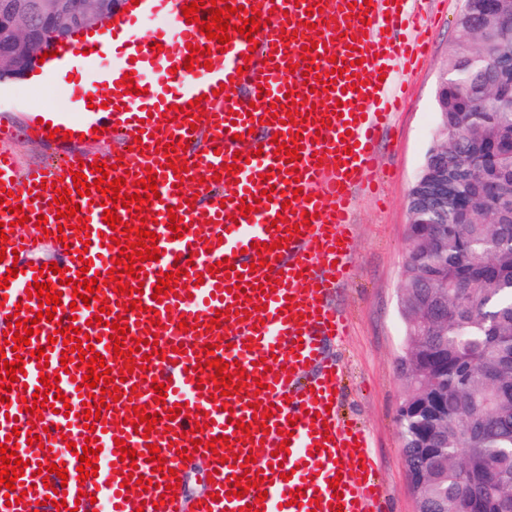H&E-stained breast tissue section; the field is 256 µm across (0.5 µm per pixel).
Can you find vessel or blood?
<instances>
[{
    "label": "vessel or blood",
    "instance_id": "1",
    "mask_svg": "<svg viewBox=\"0 0 512 512\" xmlns=\"http://www.w3.org/2000/svg\"><path fill=\"white\" fill-rule=\"evenodd\" d=\"M191 0H139L120 19L107 25L119 43L104 51L100 41L87 42L85 52L59 47L52 63L57 73L79 66L81 79L73 100L85 103L81 112L61 113L59 128L73 134H91L99 124L88 108L97 94V75L104 55L112 57V124L124 139L115 153L103 156L110 178L125 177L127 194L138 191L136 183L155 172L159 199L150 204L148 231L156 232L159 260L142 264L146 274L143 305L125 311L128 297L114 292L107 280L117 258L111 248L112 229L103 221L100 192L73 196L80 212L88 217L90 232L59 229L56 182L72 186V170L82 169L96 180L92 155L68 152L58 161L31 168L25 181L15 179L19 136L47 140L46 124L29 122L25 130L7 126L0 130V222L5 223L6 249L0 261V333L8 329L9 315L34 319L37 300L27 295L34 282L58 283L61 277L77 278L82 266L97 272L102 287L89 305L71 310L72 287H63L56 320L40 325L19 351L0 355V364L22 359L25 375L13 383L9 402L0 401V444L16 438L17 455L27 460L22 491H7L0 482V512H96L105 502L117 512H375L382 490L375 481L376 466L365 432L344 422L337 405L342 374L328 358L326 344L345 335L346 315L337 299L350 281L352 228L356 200L375 188V162L392 129L394 112L405 102L409 76L427 60L428 43L416 24L419 0H202L198 16L207 20L211 7L241 6L257 9L266 23L252 39L232 33L227 51L217 40L201 34L198 23H187L183 6ZM162 52H153V44ZM312 45L311 60L302 57L304 45ZM210 48L209 60H196L193 70L184 62L189 46ZM314 72H307V64ZM341 70L338 78L331 69ZM325 79H318V72ZM133 74L135 92H126L122 78ZM325 94H317V86ZM292 96L296 114L286 123V111L275 100ZM204 110L188 113L195 99ZM275 121L261 123L266 110ZM142 148H134V141ZM298 142L300 160L288 166L285 154L274 151L275 142ZM243 159H235V152ZM188 162L189 171L174 172V165ZM235 164V175L221 169ZM270 183H263L264 175ZM268 200H260L262 190ZM259 200L260 208L241 216L242 200ZM22 207L30 220L45 216L48 230H62L68 245L61 250L60 273L35 270L28 260L34 239L14 226L13 207ZM182 219L186 231L172 238L170 214ZM312 221H305V214ZM220 271L209 274L212 264ZM16 277H8L11 267ZM184 268L175 294L154 300V289L163 274ZM244 297H235L234 287ZM112 314L123 315L130 333L157 334V344L142 346L150 358L147 370L128 373L120 383V400L105 398L94 430L84 427L82 412L94 398H82L77 377L86 368L63 369V344L49 343L59 319L73 318L76 327L96 338L95 350L111 371L124 366L109 341L112 327L95 325L101 304ZM219 325H212V318ZM187 329H180V322ZM225 363H240L246 377L226 402L214 400L215 385L207 367L204 344ZM183 354H176V347ZM49 362L40 370L36 351ZM59 377L64 400L53 409L25 410L41 375ZM166 385L163 403H155L154 383ZM71 414H63L64 405ZM158 414L151 434L135 433L136 407ZM179 407L178 417L168 415ZM265 413L264 424L253 421L254 412ZM41 416L49 436L43 444H28L34 416ZM249 431L238 430V423ZM203 424L199 445L186 434ZM98 439V472L79 482V456L68 442L84 446L86 437ZM225 436L236 452L235 459L219 462L209 446L212 438ZM287 452H280L282 439ZM135 449V462L122 461L116 440ZM159 446L169 468L183 470L180 449H194L214 473L204 495L184 502L164 497L161 471L148 460L149 445ZM254 462H247V455ZM63 465L67 480L57 474L38 476L39 466ZM153 481L152 488L130 494L123 488L130 470ZM263 472L265 481L235 497V482L242 474ZM265 500H258L259 492ZM54 497L47 505L46 497ZM14 505H7V498Z\"/></svg>",
    "mask_w": 512,
    "mask_h": 512
}]
</instances>
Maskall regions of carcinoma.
<instances>
[{
  "label": "carcinoma",
  "mask_w": 512,
  "mask_h": 512,
  "mask_svg": "<svg viewBox=\"0 0 512 512\" xmlns=\"http://www.w3.org/2000/svg\"><path fill=\"white\" fill-rule=\"evenodd\" d=\"M480 4L464 0L445 71L448 94L465 105L432 145L460 168L457 195L473 205L461 221L450 209L441 224L408 227L399 370L433 380L436 396L433 411L408 410L400 428L406 471L425 474L427 499L466 498L472 512H501L488 487L512 492V154L493 144L512 136V98L491 89L512 84V20L478 27ZM494 176L499 198L476 199V186ZM443 279V320L415 327L411 309L440 294Z\"/></svg>",
  "instance_id": "obj_1"
}]
</instances>
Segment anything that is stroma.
I'll list each match as a JSON object with an SVG mask.
<instances>
[{"label":"stroma","mask_w":512,"mask_h":512,"mask_svg":"<svg viewBox=\"0 0 512 512\" xmlns=\"http://www.w3.org/2000/svg\"><path fill=\"white\" fill-rule=\"evenodd\" d=\"M463 0H427L421 20L431 27L430 56L409 81L408 107L378 157L379 199H360L355 213L353 276L339 305L351 318L344 344L329 347L346 368L341 403L345 417L360 421L371 436L379 466L385 512H416L402 457L399 407L407 387L397 361L404 323L400 313L409 189L437 126L436 92L456 43ZM67 77L33 85L25 77L0 80V122L25 127L34 110L53 104Z\"/></svg>","instance_id":"35a3bbf8"}]
</instances>
